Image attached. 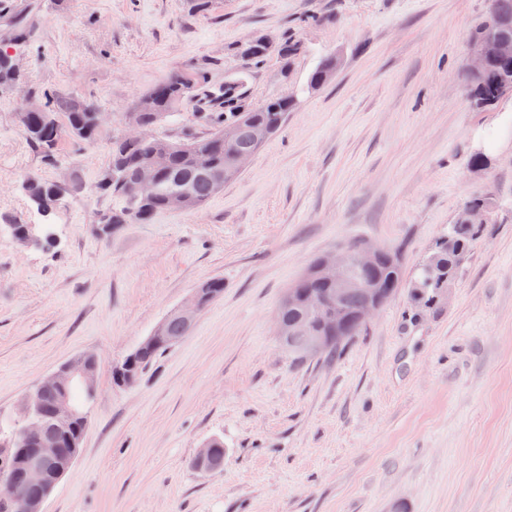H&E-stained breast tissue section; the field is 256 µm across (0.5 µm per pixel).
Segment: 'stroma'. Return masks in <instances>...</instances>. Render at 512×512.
Here are the masks:
<instances>
[{
	"mask_svg": "<svg viewBox=\"0 0 512 512\" xmlns=\"http://www.w3.org/2000/svg\"><path fill=\"white\" fill-rule=\"evenodd\" d=\"M491 0H0V46L25 75L0 95V424L45 375L98 361L80 453L44 512H512V99L478 112L465 59ZM26 41H13L15 22ZM271 47L245 83L284 96L282 128L194 212L103 233L97 182L137 98L173 69L211 90L242 48ZM286 39L296 54L278 52ZM333 80L305 91L325 56ZM93 100L99 138L27 140L28 97ZM219 99L156 130L202 138ZM495 131L490 147L482 137ZM486 148L487 169L471 164ZM61 184L49 246L7 227L41 217L22 184ZM494 209L447 303L413 316L406 289L336 357L294 368L275 328L287 291L353 240L410 272L470 196ZM220 279L224 291L137 383L113 369ZM219 438L224 467L195 468Z\"/></svg>",
	"mask_w": 512,
	"mask_h": 512,
	"instance_id": "35a3bbf8",
	"label": "stroma"
}]
</instances>
